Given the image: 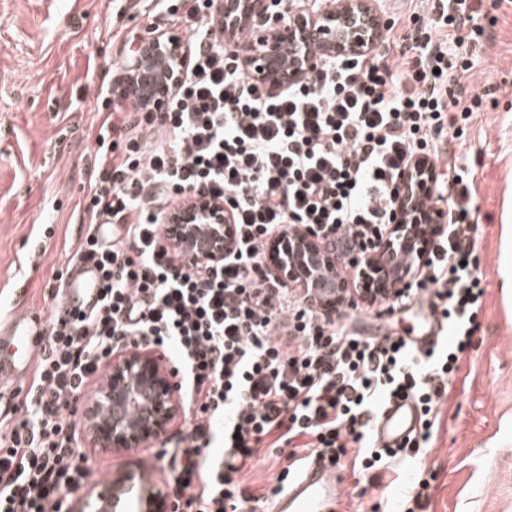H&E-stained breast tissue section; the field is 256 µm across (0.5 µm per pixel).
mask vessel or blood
I'll list each match as a JSON object with an SVG mask.
<instances>
[{"instance_id":"vessel-or-blood-1","label":"vessel or blood","mask_w":512,"mask_h":512,"mask_svg":"<svg viewBox=\"0 0 512 512\" xmlns=\"http://www.w3.org/2000/svg\"><path fill=\"white\" fill-rule=\"evenodd\" d=\"M100 301L99 273L94 261L76 260L64 279L61 298L50 315H41L16 307L6 323L0 324V416L12 413L16 387L29 380L47 341L51 318L66 319L90 312ZM419 310L425 319L416 349L433 346L440 325L430 301H421ZM420 410L413 399H393L382 409L372 429L379 447L401 444L420 426ZM341 471L328 456L317 454L302 464L286 488L268 503L266 512H336L341 499Z\"/></svg>"}]
</instances>
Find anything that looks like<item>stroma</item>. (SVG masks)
Returning a JSON list of instances; mask_svg holds the SVG:
<instances>
[{
	"label": "stroma",
	"instance_id": "obj_1",
	"mask_svg": "<svg viewBox=\"0 0 512 512\" xmlns=\"http://www.w3.org/2000/svg\"><path fill=\"white\" fill-rule=\"evenodd\" d=\"M385 22L423 37L419 0H377ZM146 0H0V316L14 309L18 285L26 307L49 313V287L79 246V227L101 118L96 91L118 74L121 34L153 36ZM484 28L466 90L482 98L466 136L449 142L475 172L477 250L486 294L480 329L468 359L440 408L431 448L416 462L381 478L348 476L344 512H388L406 477L427 482L421 512H512V300L502 277L503 206L512 191V9L486 5ZM49 229L42 259L25 262L37 226ZM409 310L376 318L356 310L352 323L367 336L405 335ZM84 488L106 473H140L166 483L168 468L155 448L91 453Z\"/></svg>",
	"mask_w": 512,
	"mask_h": 512
}]
</instances>
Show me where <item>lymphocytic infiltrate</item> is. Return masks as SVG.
<instances>
[{
  "label": "lymphocytic infiltrate",
  "instance_id": "1",
  "mask_svg": "<svg viewBox=\"0 0 512 512\" xmlns=\"http://www.w3.org/2000/svg\"><path fill=\"white\" fill-rule=\"evenodd\" d=\"M189 60L165 108L130 113L100 86L78 257L95 259L102 301L54 319L21 417L0 427V512H65L88 472L77 461L73 403L117 352L161 350L174 361L190 429L170 458L173 512H255L245 487L261 449L289 458L325 453L368 475L403 464L431 443L439 407L474 345L485 287L476 243L474 176L449 162L479 94L455 95L483 35L484 0H423L433 36L386 28L397 57L326 59L314 79L270 92L224 40L215 0H185ZM428 162L438 188L428 205L443 224L394 294L366 296L391 313L430 300L447 339L417 351L397 336L365 337L346 320L353 294L321 310L307 288L272 275L267 248L298 232L331 240L338 258L376 253L395 218L399 176ZM232 213L221 260L184 255L161 239L187 195ZM116 224L111 241L95 234ZM396 397L413 398L419 430L377 447L371 422ZM221 450H214V441Z\"/></svg>",
  "mask_w": 512,
  "mask_h": 512
}]
</instances>
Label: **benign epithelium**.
<instances>
[{
  "instance_id": "obj_1",
  "label": "benign epithelium",
  "mask_w": 512,
  "mask_h": 512,
  "mask_svg": "<svg viewBox=\"0 0 512 512\" xmlns=\"http://www.w3.org/2000/svg\"><path fill=\"white\" fill-rule=\"evenodd\" d=\"M227 29L224 36L246 29L252 33L242 54L247 74L278 92L289 84L315 77L328 57L363 56L375 49L384 20L374 0H284L282 9L268 11V0H220ZM148 53L163 58L166 70L156 77L140 55L123 74V90L136 97L142 88L150 95L141 104L160 106L180 82L188 63V49L179 40L155 35L147 40ZM402 190L397 221L392 225L399 248L417 254L426 246L422 231L437 227L435 220L418 222L420 201L433 195L432 181L411 187L410 176L400 179ZM168 223L179 226L183 246L218 242L211 251L215 259L224 256L230 243L233 219L223 203L189 195L183 206L169 215ZM336 260L332 248L299 233L291 240L272 243L271 272L282 280H315L321 296L335 301L336 280L324 274ZM372 287L394 290L401 279L393 269L373 257L365 260ZM181 402L174 371L167 359L144 349H130L112 358L107 383L99 387L81 411L80 430L94 450L133 451L166 438L179 415ZM77 512H172L163 485L141 487L135 476L120 474L104 486L89 490Z\"/></svg>"
}]
</instances>
